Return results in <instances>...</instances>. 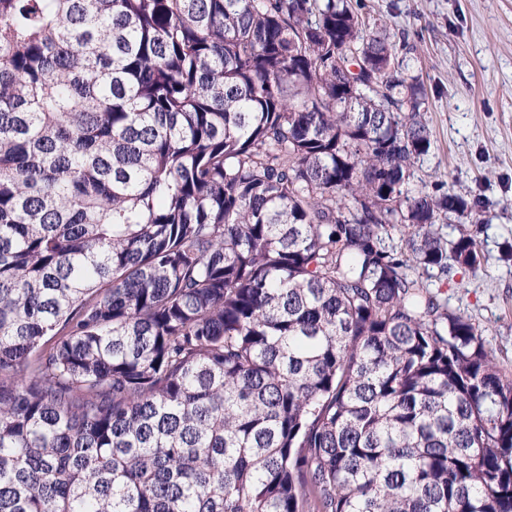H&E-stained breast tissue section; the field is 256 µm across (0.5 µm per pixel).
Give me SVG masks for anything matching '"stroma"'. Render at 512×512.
I'll return each mask as SVG.
<instances>
[{
	"label": "stroma",
	"instance_id": "obj_1",
	"mask_svg": "<svg viewBox=\"0 0 512 512\" xmlns=\"http://www.w3.org/2000/svg\"><path fill=\"white\" fill-rule=\"evenodd\" d=\"M367 31L406 47L425 89L433 135L412 187L477 201L483 255L473 270L426 277L451 311L482 332L497 366L512 376V0H352Z\"/></svg>",
	"mask_w": 512,
	"mask_h": 512
}]
</instances>
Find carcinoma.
I'll use <instances>...</instances> for the list:
<instances>
[{
  "label": "carcinoma",
  "mask_w": 512,
  "mask_h": 512,
  "mask_svg": "<svg viewBox=\"0 0 512 512\" xmlns=\"http://www.w3.org/2000/svg\"><path fill=\"white\" fill-rule=\"evenodd\" d=\"M423 105L348 0H0V512H512Z\"/></svg>",
  "instance_id": "1"
}]
</instances>
